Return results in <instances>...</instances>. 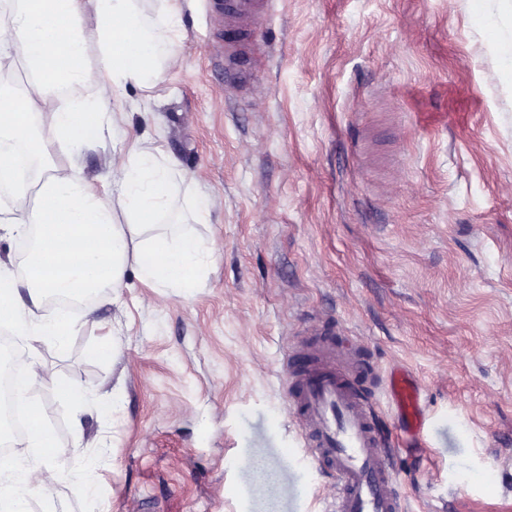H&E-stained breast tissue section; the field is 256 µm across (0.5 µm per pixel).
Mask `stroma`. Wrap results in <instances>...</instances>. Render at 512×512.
<instances>
[{
    "instance_id": "obj_1",
    "label": "stroma",
    "mask_w": 512,
    "mask_h": 512,
    "mask_svg": "<svg viewBox=\"0 0 512 512\" xmlns=\"http://www.w3.org/2000/svg\"><path fill=\"white\" fill-rule=\"evenodd\" d=\"M134 0L161 73L114 100L176 159L152 237L210 251L201 288L128 269L64 348L16 346L78 410L41 398L76 472L33 512H328L288 405L289 347L323 323L366 346L407 512H512V0H270L249 91L224 75L207 0ZM81 175L112 181V145ZM422 388L417 442L384 390ZM277 474L254 481L251 459Z\"/></svg>"
}]
</instances>
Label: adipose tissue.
Returning <instances> with one entry per match:
<instances>
[{
	"instance_id": "adipose-tissue-1",
	"label": "adipose tissue",
	"mask_w": 512,
	"mask_h": 512,
	"mask_svg": "<svg viewBox=\"0 0 512 512\" xmlns=\"http://www.w3.org/2000/svg\"><path fill=\"white\" fill-rule=\"evenodd\" d=\"M97 15L94 28L85 24V9ZM97 62L88 65L89 51ZM157 46L134 14L133 0H12L0 17V65L21 60L35 89L23 100L0 99V184L12 185L15 204L0 210V224L17 230L38 227L34 252L27 265L28 300H21L9 268L0 262V325H13L19 335L63 347L77 327L41 315L48 293L68 290L100 293L120 287L128 265H135L143 282L193 292L207 250L194 236L156 237L143 241L168 198L177 163L144 148L120 152L112 162L117 197L104 203L80 176L73 162L82 149L111 138L121 144L126 130L111 121L108 102L127 85L146 86L156 77ZM94 99L81 98L86 87ZM67 99H60V92ZM50 113L52 122L39 140H32V119ZM36 155H64L29 192L24 174L12 163L14 146ZM122 213L116 223L114 213ZM73 405L85 399L82 389L55 384L37 358L27 365V382L15 391L19 403L32 411L33 428L25 444L37 449L36 460L20 455L0 457V476H13L11 489L0 492V512H30L32 490L52 492L68 474L55 460L56 439L40 410L38 399L48 388Z\"/></svg>"
}]
</instances>
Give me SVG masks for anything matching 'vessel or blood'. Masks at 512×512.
<instances>
[{
    "instance_id": "vessel-or-blood-1",
    "label": "vessel or blood",
    "mask_w": 512,
    "mask_h": 512,
    "mask_svg": "<svg viewBox=\"0 0 512 512\" xmlns=\"http://www.w3.org/2000/svg\"><path fill=\"white\" fill-rule=\"evenodd\" d=\"M211 15L223 25L224 68L233 79L248 75L241 47L251 22L268 0H209ZM311 342L292 347L288 402L302 424L312 465L333 482L332 512H404L405 503L393 473L392 449L386 448L371 396L358 385L373 365L364 357L338 363L331 328L322 326ZM388 397L402 430L418 436L425 420L419 388L405 373L392 371Z\"/></svg>"
}]
</instances>
